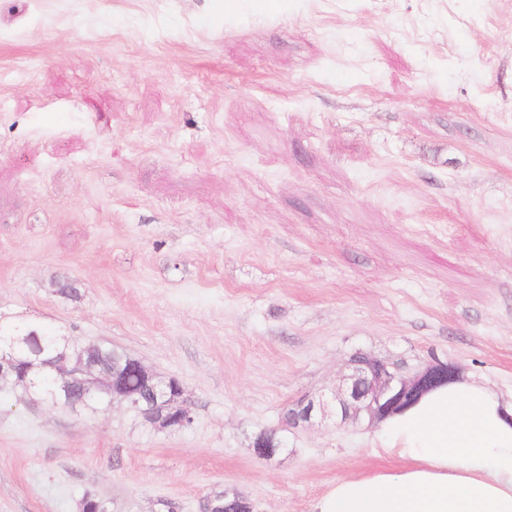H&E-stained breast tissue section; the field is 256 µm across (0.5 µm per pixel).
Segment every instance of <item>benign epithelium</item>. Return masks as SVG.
<instances>
[{"label": "benign epithelium", "mask_w": 512, "mask_h": 512, "mask_svg": "<svg viewBox=\"0 0 512 512\" xmlns=\"http://www.w3.org/2000/svg\"><path fill=\"white\" fill-rule=\"evenodd\" d=\"M29 340L30 335L27 334L0 344V376L11 373L18 364L14 353L15 345ZM68 345L78 346L77 352L64 355L61 361L52 365L61 381V388L68 391L77 387L83 395L96 392L99 396L108 398L111 403L118 400L131 407L137 405L123 389L117 374H93L95 365L91 362L90 354L97 349V344H78L72 338ZM129 365L145 380L153 382V386L159 388L155 393V408L174 418L182 427L192 423L193 417L185 398V389L178 380L171 378L166 381L158 377L135 358L130 359ZM348 366L349 373L344 379L341 394L332 400L297 403L293 409L294 424L308 422L317 414L331 416L337 409L341 411L343 422H357L364 416L371 423L378 422L386 414L418 398L427 390L454 381L462 372L458 364L434 358L410 374L404 363L381 359L363 350H357L350 355Z\"/></svg>", "instance_id": "7a95c632"}]
</instances>
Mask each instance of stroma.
I'll return each instance as SVG.
<instances>
[{
  "instance_id": "obj_1",
  "label": "stroma",
  "mask_w": 512,
  "mask_h": 512,
  "mask_svg": "<svg viewBox=\"0 0 512 512\" xmlns=\"http://www.w3.org/2000/svg\"><path fill=\"white\" fill-rule=\"evenodd\" d=\"M19 322L178 378L194 423L1 397L0 512H311L399 463L284 421L357 349L511 395L512 0H0Z\"/></svg>"
}]
</instances>
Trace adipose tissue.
Wrapping results in <instances>:
<instances>
[{"label":"adipose tissue","instance_id":"adipose-tissue-1","mask_svg":"<svg viewBox=\"0 0 512 512\" xmlns=\"http://www.w3.org/2000/svg\"><path fill=\"white\" fill-rule=\"evenodd\" d=\"M401 466L336 483L311 512H512V398L470 374L380 423Z\"/></svg>","mask_w":512,"mask_h":512}]
</instances>
